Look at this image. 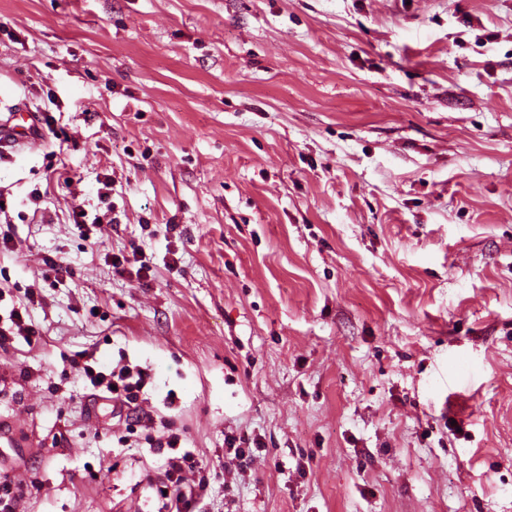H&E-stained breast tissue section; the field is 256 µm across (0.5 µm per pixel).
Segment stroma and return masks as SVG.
<instances>
[{
  "instance_id": "obj_1",
  "label": "stroma",
  "mask_w": 512,
  "mask_h": 512,
  "mask_svg": "<svg viewBox=\"0 0 512 512\" xmlns=\"http://www.w3.org/2000/svg\"><path fill=\"white\" fill-rule=\"evenodd\" d=\"M50 100L0 155L18 512H159L171 431L198 512H512V0H0V114ZM9 320L11 322L9 329H0V346L9 344L17 336L22 337L30 346L37 341L39 332L31 321L27 306L13 308ZM88 360L83 366L78 361L75 365L82 368L85 376L89 379L91 385L104 394L111 395L112 398H122L127 403L136 404L139 392L146 384L148 378L147 372L136 369L135 371L128 366L109 371H97ZM116 387V390H113Z\"/></svg>"
}]
</instances>
